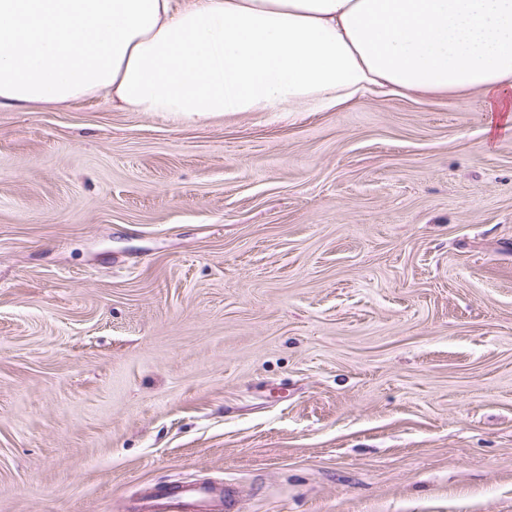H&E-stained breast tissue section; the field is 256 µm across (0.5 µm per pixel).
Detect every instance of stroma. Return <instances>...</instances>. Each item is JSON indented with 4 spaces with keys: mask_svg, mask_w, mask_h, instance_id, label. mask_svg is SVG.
Returning a JSON list of instances; mask_svg holds the SVG:
<instances>
[{
    "mask_svg": "<svg viewBox=\"0 0 512 512\" xmlns=\"http://www.w3.org/2000/svg\"><path fill=\"white\" fill-rule=\"evenodd\" d=\"M0 110V512H512V129ZM238 497L222 482L171 481L143 489L133 501L134 512H238Z\"/></svg>",
    "mask_w": 512,
    "mask_h": 512,
    "instance_id": "stroma-1",
    "label": "stroma"
}]
</instances>
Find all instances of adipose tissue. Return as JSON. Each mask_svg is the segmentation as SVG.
<instances>
[{
    "label": "adipose tissue",
    "mask_w": 512,
    "mask_h": 512,
    "mask_svg": "<svg viewBox=\"0 0 512 512\" xmlns=\"http://www.w3.org/2000/svg\"><path fill=\"white\" fill-rule=\"evenodd\" d=\"M472 91L512 112V0H0V108L321 112Z\"/></svg>",
    "instance_id": "adipose-tissue-1"
}]
</instances>
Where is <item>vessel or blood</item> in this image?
<instances>
[{"label": "vessel or blood", "mask_w": 512, "mask_h": 512, "mask_svg": "<svg viewBox=\"0 0 512 512\" xmlns=\"http://www.w3.org/2000/svg\"><path fill=\"white\" fill-rule=\"evenodd\" d=\"M238 497L222 482L171 481L143 489L135 498L133 512H238Z\"/></svg>", "instance_id": "b4317fda"}]
</instances>
